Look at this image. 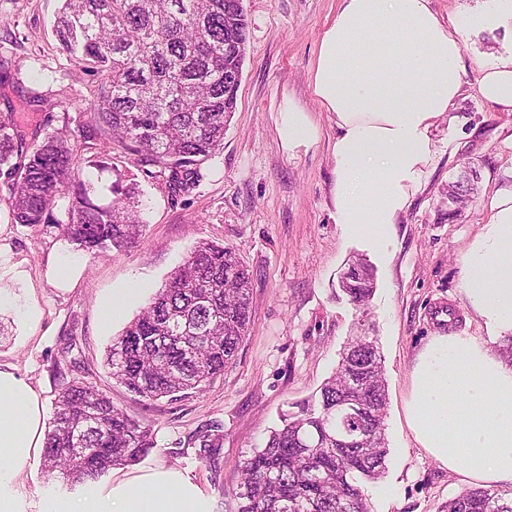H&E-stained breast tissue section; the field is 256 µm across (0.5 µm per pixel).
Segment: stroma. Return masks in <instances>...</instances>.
<instances>
[{
  "mask_svg": "<svg viewBox=\"0 0 512 512\" xmlns=\"http://www.w3.org/2000/svg\"><path fill=\"white\" fill-rule=\"evenodd\" d=\"M340 0H244L248 41L236 110L224 145L205 163L186 195L166 176L117 146H105L78 105L93 99L100 75L62 50L53 33L62 0H0V120H12L27 142L63 130L83 166L106 160L101 202L115 179L136 183L143 222L136 242L110 256L66 244L58 228L14 223L5 174H0V244L8 246L35 287L41 320L26 331L16 314L0 311V363L15 366L39 390L46 410L68 382L106 392L115 406L150 426L156 446L140 469L174 467L211 492L214 512H236L233 491L252 449L261 447L279 414L310 398L336 370L344 346L357 336L376 338L388 386L387 468L362 482L371 512H445L468 490L419 448L405 422L404 402L413 362L439 325L440 306L458 319L451 332L485 341L498 352L462 291L461 257L487 224L489 202L512 189V112L495 109L479 92L486 67L512 55V10L491 0H430L446 24L495 11L491 28L463 33V85L434 138L436 160L427 170L392 244L382 251L344 236L330 200L336 124L314 99L311 72L319 39ZM292 98L320 129L311 147L285 150L277 132L279 105ZM478 172V193L448 221V184L464 168ZM202 241L233 248L252 275L251 319L232 364L205 391L149 401L113 380L104 364L112 338L139 315L149 297ZM64 255L83 266L80 281L60 287L46 277ZM361 257L376 275L368 312L338 286L349 260ZM146 285L147 293L110 327L100 307L118 288ZM221 437L218 461L206 458L203 435ZM26 512L45 495L77 497L81 488L46 478L40 463L25 465Z\"/></svg>",
  "mask_w": 512,
  "mask_h": 512,
  "instance_id": "stroma-1",
  "label": "stroma"
}]
</instances>
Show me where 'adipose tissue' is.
Segmentation results:
<instances>
[{
  "instance_id": "ef3b65f1",
  "label": "adipose tissue",
  "mask_w": 512,
  "mask_h": 512,
  "mask_svg": "<svg viewBox=\"0 0 512 512\" xmlns=\"http://www.w3.org/2000/svg\"><path fill=\"white\" fill-rule=\"evenodd\" d=\"M459 29L429 0H341L324 30L311 77L336 122L331 200L347 236L389 242L423 186L434 131L462 87ZM483 98L512 112V57L489 66ZM284 148L314 145L319 129L292 99L279 111ZM464 295L485 325L512 334V191L462 257ZM405 418L420 448L442 467L484 487L512 484V365L468 336L436 333L410 372ZM46 423L39 392L0 364V512H22L23 465L40 456ZM42 512H213L211 494L182 471L116 472L77 498H46Z\"/></svg>"
}]
</instances>
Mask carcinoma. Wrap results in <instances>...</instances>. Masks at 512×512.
I'll return each mask as SVG.
<instances>
[{"mask_svg": "<svg viewBox=\"0 0 512 512\" xmlns=\"http://www.w3.org/2000/svg\"><path fill=\"white\" fill-rule=\"evenodd\" d=\"M53 28L73 60L104 74L96 97L79 107L96 133L190 192L235 112L248 37L243 0H63ZM2 166L17 224H56L94 254L124 248L140 232L136 185L118 178L111 201L98 203L95 179L62 131L26 149L15 125L0 120ZM65 194L59 218L54 208ZM340 287L353 304L368 305L373 269L364 263L345 272ZM250 288L232 248L199 243L107 347L112 378L147 400L204 391L235 357L250 321ZM354 403L363 407L357 416ZM386 408L376 342L357 336L318 397L282 414V425L245 460L237 512H369L359 480L386 469ZM154 447L151 428L73 380L55 399L41 469L94 484ZM446 512H512V490H466Z\"/></svg>", "mask_w": 512, "mask_h": 512, "instance_id": "obj_1", "label": "carcinoma"}]
</instances>
